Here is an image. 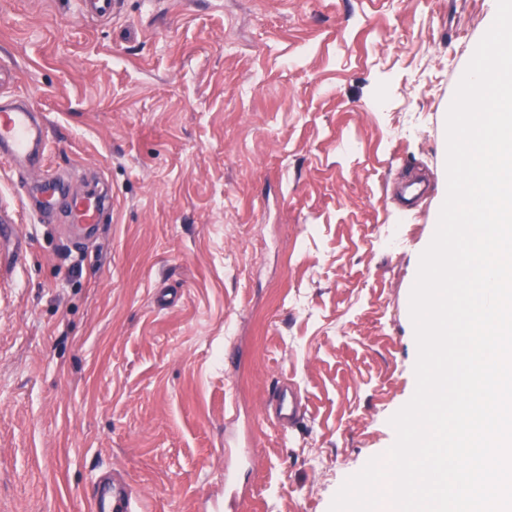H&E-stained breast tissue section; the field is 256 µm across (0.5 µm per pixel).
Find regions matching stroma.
Wrapping results in <instances>:
<instances>
[{"label":"stroma","instance_id":"stroma-1","mask_svg":"<svg viewBox=\"0 0 512 512\" xmlns=\"http://www.w3.org/2000/svg\"><path fill=\"white\" fill-rule=\"evenodd\" d=\"M497 0H0V97L49 126L112 219L67 245L65 197L0 159V512H141L224 496L329 512L416 388L410 293L447 194L446 118ZM306 420L262 413L274 380ZM88 512H138L139 500L128 485L100 482L88 499Z\"/></svg>","mask_w":512,"mask_h":512}]
</instances>
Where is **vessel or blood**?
<instances>
[{"mask_svg": "<svg viewBox=\"0 0 512 512\" xmlns=\"http://www.w3.org/2000/svg\"><path fill=\"white\" fill-rule=\"evenodd\" d=\"M47 122L31 108L16 102L0 104V159H8L25 167L41 166L48 144ZM112 210L111 197L92 192L74 194L71 217L76 230L94 234L104 214ZM268 420L280 430L295 429L304 417L300 392L294 383L283 380L270 387L263 400ZM240 494L232 475L224 477V498L213 501L210 512H236ZM87 512H139V500L129 486L100 482L88 499Z\"/></svg>", "mask_w": 512, "mask_h": 512, "instance_id": "vessel-or-blood-1", "label": "vessel or blood"}]
</instances>
